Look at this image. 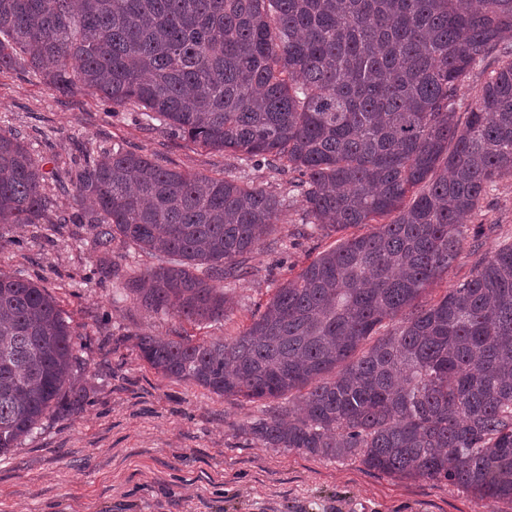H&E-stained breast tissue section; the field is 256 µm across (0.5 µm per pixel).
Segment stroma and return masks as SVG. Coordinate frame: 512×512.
Segmentation results:
<instances>
[{"mask_svg":"<svg viewBox=\"0 0 512 512\" xmlns=\"http://www.w3.org/2000/svg\"><path fill=\"white\" fill-rule=\"evenodd\" d=\"M105 110L84 91L64 96L34 75L0 73V129L19 132L41 161L55 211L73 204L57 186L75 160L115 144L147 151L169 168L243 176L268 191H286L284 181L233 153L136 124L129 108L113 117ZM304 221L301 202L293 201L279 225L284 247H259L251 258L255 275L231 287L225 320L197 326L114 296L113 276L157 264L135 247L117 240L101 250L86 224L1 230L0 270L38 281L76 332L82 371L73 383L87 399L77 411L49 415L0 455V512H493L445 481L396 479L356 457L261 447L244 428L261 416L262 404L162 376L139 358L140 334L199 341L242 331L278 286L335 244L333 234L299 236ZM475 221L485 228L479 245L464 243L423 303L439 300L486 254L512 241V175L484 197Z\"/></svg>","mask_w":512,"mask_h":512,"instance_id":"obj_1","label":"stroma"}]
</instances>
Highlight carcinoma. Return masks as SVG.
<instances>
[{"label":"carcinoma","instance_id":"carcinoma-1","mask_svg":"<svg viewBox=\"0 0 512 512\" xmlns=\"http://www.w3.org/2000/svg\"><path fill=\"white\" fill-rule=\"evenodd\" d=\"M492 55L497 70L458 115L462 83ZM0 70L132 103L141 122L290 174L311 233L366 229L277 288L235 337L138 336L151 368L224 397L298 392L247 426L266 448L357 456L512 505V242L419 304L512 173V0H0ZM44 179L1 130V229L47 217ZM60 187L77 209L58 223L155 254L123 289L189 323L224 319L219 282L247 274L259 245H282L272 234L289 207L120 146L85 153ZM76 345L45 288L0 273V455L79 406L65 386Z\"/></svg>","mask_w":512,"mask_h":512}]
</instances>
